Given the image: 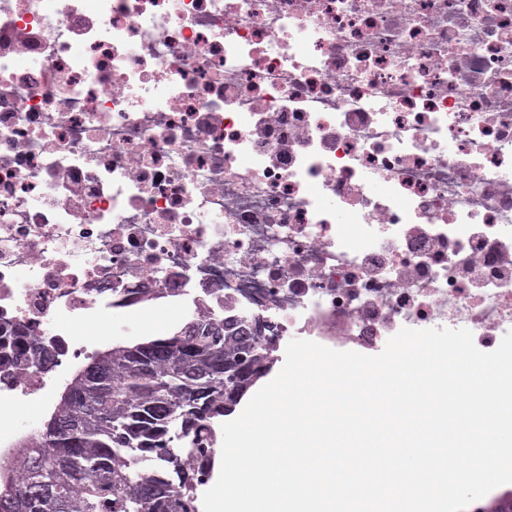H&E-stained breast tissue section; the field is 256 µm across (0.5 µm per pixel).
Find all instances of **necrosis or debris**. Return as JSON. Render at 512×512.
<instances>
[{
    "instance_id": "necrosis-or-debris-1",
    "label": "necrosis or debris",
    "mask_w": 512,
    "mask_h": 512,
    "mask_svg": "<svg viewBox=\"0 0 512 512\" xmlns=\"http://www.w3.org/2000/svg\"><path fill=\"white\" fill-rule=\"evenodd\" d=\"M146 307L495 350L512 0H0V453Z\"/></svg>"
}]
</instances>
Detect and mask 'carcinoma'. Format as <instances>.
<instances>
[{
	"mask_svg": "<svg viewBox=\"0 0 512 512\" xmlns=\"http://www.w3.org/2000/svg\"><path fill=\"white\" fill-rule=\"evenodd\" d=\"M275 344L193 317L141 345L95 351L64 386L48 441L0 458V512H198L214 422L263 377ZM472 512H512V495Z\"/></svg>",
	"mask_w": 512,
	"mask_h": 512,
	"instance_id": "obj_1",
	"label": "carcinoma"
}]
</instances>
